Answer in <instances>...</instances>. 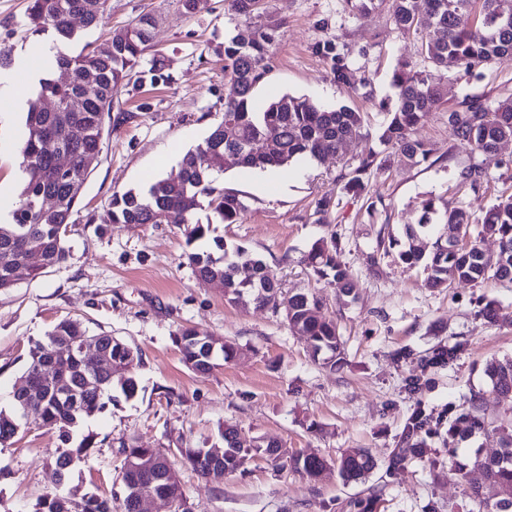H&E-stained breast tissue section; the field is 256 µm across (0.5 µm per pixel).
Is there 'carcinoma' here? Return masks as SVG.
<instances>
[{
  "label": "carcinoma",
  "mask_w": 512,
  "mask_h": 512,
  "mask_svg": "<svg viewBox=\"0 0 512 512\" xmlns=\"http://www.w3.org/2000/svg\"><path fill=\"white\" fill-rule=\"evenodd\" d=\"M107 0H28V16L37 31H50L59 45L58 66L71 74V81L58 79L40 82L35 98L26 113V138L21 150L25 174L18 204L11 211V221L0 223V293L13 288L16 279L13 266L26 259L25 247H35L41 261L29 266V274L37 276L48 268L65 264L69 258L67 228L80 198L74 188L85 184L91 174L86 161L102 152L104 140L112 133V89L121 81L133 86L157 77V60L143 65L150 48L154 19L139 16L128 26L116 30L104 43L85 45L71 55L66 48L78 38V29L100 27L105 20ZM477 0H392L395 27L404 35H418L426 26L440 31L436 39L424 45V69L412 71L400 65L395 74L397 101L381 127L378 141L394 150L397 162L414 166L429 160L432 149L413 136L422 118L438 109L443 102L440 70L453 59L462 67L492 64L512 59V24L497 21L502 11L512 12V0H482L481 19L470 16ZM269 34L258 27L247 36L237 35L224 44V74L229 77L234 94L224 101V117L212 125L201 144L181 158L178 171L155 179L145 190L135 188L112 194L101 216L103 224H161L172 213L186 221L185 236L189 244L204 239L212 224H236L245 205L239 195L221 185L224 172L230 169H283L302 157L321 161L337 156L344 146L359 136L365 126V115L348 106L324 107L304 95L285 93L273 99L262 112L251 107L258 83L267 70ZM323 53L332 56V74L336 84L353 86L352 71L335 46L327 43ZM81 99L78 112H65L69 100ZM448 124L459 145L483 154L495 153L499 146L512 140V99L486 103L479 99L467 102L462 112L448 115ZM271 137L274 146L255 150L252 142ZM210 155V163L198 162L200 151ZM64 156L68 166L60 168L57 158ZM382 163L378 153L371 152L359 160L347 174L339 175L342 190L358 194ZM208 212L206 222L196 218ZM463 234L477 223L480 234L498 238L500 250L494 257L485 255L475 243L459 238L436 239L433 250L425 254L417 245L420 234L434 227V217ZM214 250L194 251L188 259L200 277L224 281V298L231 304L270 308L278 312L280 302L288 301L286 321L290 330L308 337L312 356L322 357L323 364L336 366L341 361L342 341L333 319L322 313L323 299L315 293H295L283 297L281 284L270 275L264 261L237 246L229 248L221 237L213 238ZM378 246L389 254L396 247L397 259L410 266L421 265L427 276L425 284L432 289L448 287L459 280L474 282L486 277L512 282V195L501 197L483 217L475 221L461 205L436 198L425 200L415 224L405 225L402 238L379 239ZM303 263L318 279L348 296L355 288L348 267L338 259L336 244L321 239L303 258ZM198 332L184 329L178 333L182 361L191 370L206 374L205 355L194 347ZM86 336L82 324L74 319L59 321L45 340L31 343L25 380L30 390L13 395V410L0 409V444L17 436L20 425V400L38 407L45 424L58 429L62 441L70 440L75 423L106 409L119 391L127 399L137 393L138 383L133 368L141 361L139 352L110 335L101 334L98 342L108 353L111 367L98 371L91 367L81 352ZM456 349L439 347L420 359L427 367L445 366L453 361ZM485 374L500 394L512 393V358L492 361ZM491 423L481 414L479 396L473 395L470 407L447 418L435 419L418 408L406 422L395 449L392 465L408 458H422L428 453L425 436L446 429L444 444L453 451L457 444L485 432ZM92 441L84 438L77 448L61 452L55 465L67 467L75 460L88 457ZM264 452L279 458V448L268 444L246 448L224 444L221 455L194 460L199 448H182L180 452L200 476L210 471L221 475L245 471L252 453ZM122 485L136 484L151 475L153 489L164 495H175L180 483L167 462L152 448L122 446ZM291 466L313 478L325 468L326 461L316 456H292ZM376 463L370 454L356 448L346 453L339 463V474L346 482L364 479ZM484 479L497 485L500 498L494 503L480 499L479 487H472L477 512H512V433L502 438V447L493 456L474 461ZM125 496L117 500L90 495L81 512H129L123 506ZM36 512H73L69 500L57 493L43 495Z\"/></svg>",
  "instance_id": "carcinoma-1"
}]
</instances>
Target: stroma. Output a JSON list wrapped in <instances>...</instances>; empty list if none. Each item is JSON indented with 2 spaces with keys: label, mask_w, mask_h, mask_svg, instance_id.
I'll list each match as a JSON object with an SVG mask.
<instances>
[{
  "label": "stroma",
  "mask_w": 512,
  "mask_h": 512,
  "mask_svg": "<svg viewBox=\"0 0 512 512\" xmlns=\"http://www.w3.org/2000/svg\"><path fill=\"white\" fill-rule=\"evenodd\" d=\"M28 0H0V45L35 49ZM391 0L368 10H350L346 0H262L258 15L238 16L230 0H197L184 12L179 0H108L103 26L82 43L101 42L141 14L153 15L152 54L169 81L113 90L116 127L86 181L67 236L70 257L62 266L32 277L22 275L0 293V407L10 404L31 342L45 339L62 319L82 322L88 335L121 339L141 353L134 373V398L117 396L107 409L83 420L73 442L94 441L88 461L76 462L57 484L54 459L64 447L57 431L32 425L0 444V512H35L39 498L58 490L72 499L121 493L119 473L125 445L155 449L175 471L192 512H353L351 503L375 492L379 512H469L471 484L493 502L498 488L479 471L460 478L458 460L491 456L501 432L480 434L449 455L442 437L427 438L430 459H411L391 469L389 460L402 429L420 407L433 413L467 406L480 393L482 410L498 420L512 413V398L492 390L488 361L512 358V284L489 278L456 282L443 291L425 288L422 268L378 257L379 233L416 223L423 202L440 197L481 214L501 194H512V141L486 156L460 146L448 113L478 98L512 97V62L463 71L449 63L443 73L444 103L414 132L433 150L417 166L393 163L369 180L359 195L343 192L344 164H357L379 147L377 135L395 100L393 80L401 62L422 69L421 40L401 35L391 18ZM270 29L268 71L253 106L274 97L304 95L319 105H348L365 113L362 136L341 158L306 166L291 164L278 178L260 181L258 172L228 170L225 188L238 192L247 210L240 223L217 224L215 235L260 256L288 291H314L323 311L335 319L343 341V363L330 368L312 358L306 336L292 332L281 314L235 306L220 288L201 280L190 265L181 216L162 224H103L99 217L117 191L139 188L146 172L175 171L181 152L195 148L221 120L233 93L224 75L225 37ZM336 42L349 63L354 87L336 85L332 60L321 45ZM25 115L0 98V195L18 201L24 174L21 147ZM487 172L479 186L462 173L472 164ZM331 197L327 211L318 202ZM335 237L340 259L357 283L354 295L337 297L313 279L302 257L319 239ZM378 265H371V257ZM495 318H486L485 306ZM193 328L234 344L232 359L216 357L209 373L189 369L173 341L179 329ZM440 345L458 346L456 360L423 370L419 355ZM423 387L408 390L409 379ZM237 426L244 442H274L292 455L327 461L311 479L264 454L253 456L246 472L213 482L185 465L181 443L220 448L223 425ZM366 449L377 463L365 482L345 484L338 472L350 449Z\"/></svg>",
  "instance_id": "obj_1"
}]
</instances>
